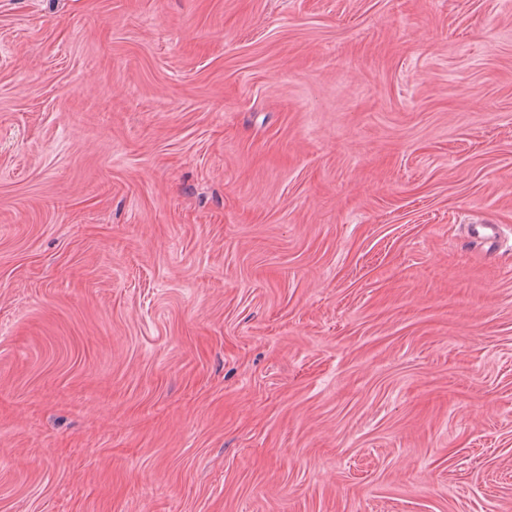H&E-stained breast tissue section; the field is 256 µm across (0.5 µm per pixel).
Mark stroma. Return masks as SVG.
Returning a JSON list of instances; mask_svg holds the SVG:
<instances>
[{
	"mask_svg": "<svg viewBox=\"0 0 512 512\" xmlns=\"http://www.w3.org/2000/svg\"><path fill=\"white\" fill-rule=\"evenodd\" d=\"M0 512H512V0H0Z\"/></svg>",
	"mask_w": 512,
	"mask_h": 512,
	"instance_id": "obj_1",
	"label": "stroma"
}]
</instances>
